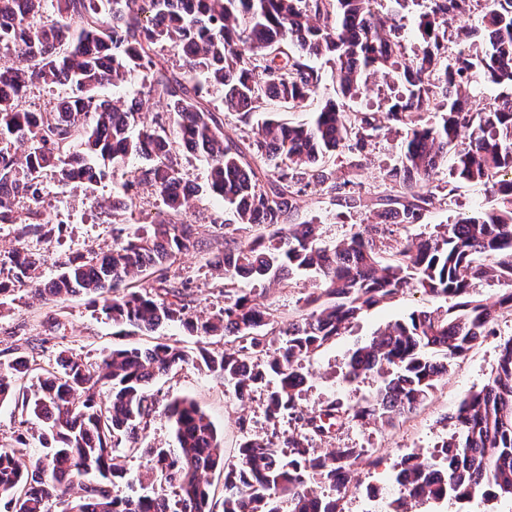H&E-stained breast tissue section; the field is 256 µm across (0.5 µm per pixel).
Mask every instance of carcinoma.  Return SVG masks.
I'll use <instances>...</instances> for the list:
<instances>
[{
	"mask_svg": "<svg viewBox=\"0 0 512 512\" xmlns=\"http://www.w3.org/2000/svg\"><path fill=\"white\" fill-rule=\"evenodd\" d=\"M193 11L181 0H55V16L33 25L43 0H0V48L18 66L0 68V224L14 223L21 199L36 202L41 174L56 170L63 185L74 183L78 166L101 178L124 171L129 157L144 160L120 186L133 200L147 185L165 206L161 219L142 230L113 229L112 248L70 258L60 265L43 294L95 295L100 312L116 326L154 332L180 320L202 346L194 356L158 341L146 348L114 349L96 364L58 355L36 375L35 384H17L30 366L17 358L13 376L0 372V401L11 399L20 412L44 423L38 434L43 456L22 467L13 448H0V501L11 512H214L207 474L224 472L222 512H341L354 466L371 458L366 448H334L321 454L317 441L346 425L370 420L392 428L414 413L448 374L450 367L490 333L491 323L512 308V0H476L486 38L457 33V50L441 51L439 22L464 9L469 0H421L419 27L426 47L410 65L402 63L401 40L393 14L378 0H197ZM250 44V54L237 49ZM479 49H474V45ZM179 62L161 57L164 48ZM334 64L336 99L312 121L295 126L267 116L244 152L224 134V113L249 118L270 100L297 106L317 94L319 69L309 59ZM398 73L405 94L388 109L403 126L404 148L387 178L400 193L387 199L385 223L366 224L332 245L322 240L317 219L293 223L296 196L313 186L335 194L347 209L369 200L349 179L336 181L322 161L346 149L362 151L382 126L346 109L370 71ZM133 72L147 81V94L167 102L173 135L162 122L137 121L140 104L110 102L99 95ZM224 87V107L206 101L192 74ZM480 79L507 90L492 109L473 110L464 100ZM37 85H63L71 95L52 109L19 108L22 92ZM435 101L439 124L423 117ZM191 149L208 164V187L224 199V224L260 227L264 233L240 242L224 236L213 266L224 275V308L207 317L188 313L187 283L168 272L190 251L206 245L180 219L189 197L174 158L182 131ZM455 151L451 177L483 184L495 203L482 212L458 215L424 238L396 242L389 257L379 243L392 226L418 223L433 200L447 196L434 178ZM147 270L156 284L133 285ZM314 278L317 294L302 313L288 320L260 307L234 288L240 278L279 284L289 271ZM0 296L9 285L38 278L32 252L14 248L0 258ZM504 286L493 301L473 295L482 281ZM407 289L451 304L444 311H416L374 334L350 355L348 376L386 371L382 386L358 407L331 401L319 410L301 403L307 362L343 335L363 312L393 300ZM224 338V350L209 349ZM195 360L233 387L245 389L277 381L266 396L265 416L283 417L293 429L283 442L248 432L236 456L224 460L223 438L198 404L177 399L164 408L177 446L149 449L152 469L174 488V499L145 495L117 497L110 485L126 474L118 448L133 443L155 412L147 387L172 368ZM455 432L434 461L401 467L396 482L407 501L469 496L485 485L512 499V339L500 346L497 367L480 390L462 400L453 417ZM324 484L332 495L319 496ZM79 492H74V489Z\"/></svg>",
	"mask_w": 512,
	"mask_h": 512,
	"instance_id": "obj_1",
	"label": "carcinoma"
}]
</instances>
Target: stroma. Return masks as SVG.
<instances>
[{
  "label": "stroma",
  "instance_id": "obj_1",
  "mask_svg": "<svg viewBox=\"0 0 512 512\" xmlns=\"http://www.w3.org/2000/svg\"><path fill=\"white\" fill-rule=\"evenodd\" d=\"M314 65L322 73L317 95L297 107L263 103L256 110V119H263L272 111L286 123L308 122L312 113L335 95L332 64L318 59ZM403 92L404 85L399 76L380 72L368 77L361 94L349 101L348 106L351 111L366 112L382 121L389 106ZM402 141L403 129L393 122L378 138L369 141L362 152H345L325 161L326 168L334 172L336 178L354 181L365 196L372 198V205L358 211L348 210L337 206L327 193L309 189L296 199L297 221L318 217L319 232L328 243L350 237L360 225L379 223L383 207L376 198L397 191L386 173L398 161ZM176 158L197 188L184 219L193 224L197 237L207 242L211 250H218L222 243L220 223L225 207L223 199L207 189L208 165L203 158L181 147L176 150ZM449 172V167L445 166L439 173L440 179L449 180L452 188L447 199L436 201L420 223L399 228L394 234L395 239L429 235L437 226L446 224L451 216L471 214L490 206L492 195L489 189L450 180ZM118 184V179L108 177L64 187L54 172H46L38 208L49 220L48 234L21 235V227L30 221L29 203L25 200L17 208L15 223L0 224V254H6L22 243L35 253L39 266L37 284L17 287L0 308V362L13 361L17 345L28 338L47 341L44 350L32 354L34 364L40 366L55 359L62 349L86 362L96 363L114 349L143 348L159 338L177 342L185 350L196 352L197 337L180 323H169L156 335L131 328L120 333L111 321L98 313L88 297H73L61 303L45 299L35 291L36 285L46 284L56 275L61 262L68 256L90 248L111 247L112 222L126 216L125 210L114 205ZM178 273L191 282L190 310L194 315L205 316L223 306L224 282L213 274L206 253L191 252L182 256ZM239 286L258 303L277 308L287 317L295 315L314 288L312 277L306 273L293 274L275 286L249 279L240 280ZM445 306L444 298L408 289L392 301L364 312L343 336L309 360L310 377L302 394V406L314 410L334 399L353 405L375 392L379 385L376 375H364L353 381L348 379L347 363L351 352L375 332L408 317L413 311L440 310ZM509 338H512V313L505 312L495 322L492 335L457 360L429 398L409 418L386 430L368 423H354L322 440L321 446L325 449L370 448L374 451L373 463L355 466L350 491L340 502L342 512H392L394 501L401 495L394 481L400 461L410 455L424 459L432 457L437 446L453 433L452 417L460 402L485 385L494 373L499 345ZM149 392L158 411L138 433V450L127 456L125 479L116 481L111 487L113 495L119 497L135 493L171 496L172 490L164 479L150 473L147 455L148 449L174 445L171 425L163 414L165 405L171 400L188 398L199 404L222 435L224 457L228 460L234 457L243 432L265 436L288 429L284 423L272 426L266 422L264 392L254 393L247 402H239L233 390L225 387L223 379L193 363L159 376ZM38 428L37 420L22 419L13 402H0V445H12L18 433H25L24 463H31L42 453L36 438ZM412 512H512V500L481 491L467 499L451 497L417 501L412 505Z\"/></svg>",
  "mask_w": 512,
  "mask_h": 512
}]
</instances>
